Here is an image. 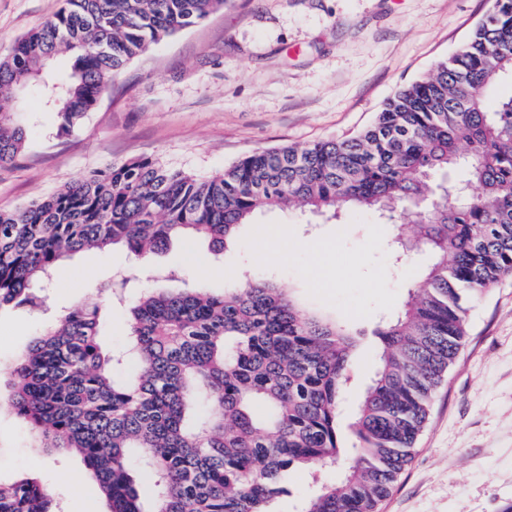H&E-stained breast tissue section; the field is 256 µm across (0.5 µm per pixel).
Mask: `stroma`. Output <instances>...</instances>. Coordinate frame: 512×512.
<instances>
[{
	"mask_svg": "<svg viewBox=\"0 0 512 512\" xmlns=\"http://www.w3.org/2000/svg\"><path fill=\"white\" fill-rule=\"evenodd\" d=\"M493 0H226L222 9L131 61L82 125L59 134L51 112L27 115L29 138L0 168V210L28 206L112 163L153 158L199 177L258 148L303 146L369 125L401 86L420 79L470 36ZM64 0H0V56ZM392 225L374 213L310 217L263 210L234 245L173 242L137 260L125 247L65 260L41 309L0 311V480L35 475L60 512H107L95 484L75 486L80 456L38 453L9 403L4 372L34 337L77 306H102L99 342L119 350L127 308L151 288L224 291L246 268L296 289L312 308L369 325L400 305L427 257L394 263ZM207 267L209 275L196 271ZM126 286L106 299L115 281ZM378 342L356 353L344 416L377 367ZM379 512H512V278L469 309L457 361L435 391L411 462Z\"/></svg>",
	"mask_w": 512,
	"mask_h": 512,
	"instance_id": "1",
	"label": "stroma"
}]
</instances>
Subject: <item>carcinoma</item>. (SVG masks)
I'll return each instance as SVG.
<instances>
[{
    "label": "carcinoma",
    "mask_w": 512,
    "mask_h": 512,
    "mask_svg": "<svg viewBox=\"0 0 512 512\" xmlns=\"http://www.w3.org/2000/svg\"><path fill=\"white\" fill-rule=\"evenodd\" d=\"M224 0H65L0 57V166L24 151L28 97L77 128L113 77L151 45ZM512 0L457 52L400 88L358 134L258 149L207 179L156 159L117 162L25 208L0 211V309L38 308L58 261L125 245L142 256L174 239L220 252L264 209L337 216L372 209L413 231L397 258L426 255L400 308L374 324L378 368L341 423L357 333L312 312L275 281L243 270L221 295L147 291L129 308L131 380L98 342L101 307L75 308L9 371L17 417L49 451L79 453L110 512H144L138 462L154 478V512H269L288 471L337 476L300 512H377L412 457L432 391L457 359L469 305L512 276ZM0 512H56L33 477L0 480Z\"/></svg>",
    "instance_id": "obj_1"
}]
</instances>
